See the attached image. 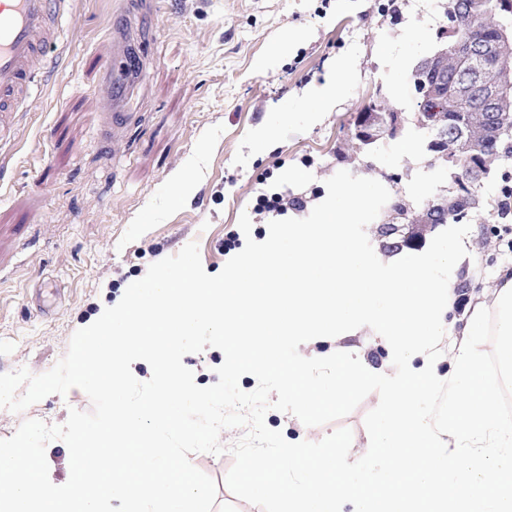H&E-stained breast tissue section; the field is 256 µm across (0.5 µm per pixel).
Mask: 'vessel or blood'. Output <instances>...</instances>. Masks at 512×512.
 <instances>
[{
  "label": "vessel or blood",
  "mask_w": 512,
  "mask_h": 512,
  "mask_svg": "<svg viewBox=\"0 0 512 512\" xmlns=\"http://www.w3.org/2000/svg\"><path fill=\"white\" fill-rule=\"evenodd\" d=\"M66 0H0V140L12 130V117L32 98L36 77L68 18ZM153 0H120L112 17V51L105 60L102 94L108 112L102 140L113 150L125 145L140 115L133 98L147 86L149 39L145 17Z\"/></svg>",
  "instance_id": "vessel-or-blood-1"
}]
</instances>
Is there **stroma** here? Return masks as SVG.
<instances>
[{
  "label": "stroma",
  "instance_id": "obj_1",
  "mask_svg": "<svg viewBox=\"0 0 512 512\" xmlns=\"http://www.w3.org/2000/svg\"><path fill=\"white\" fill-rule=\"evenodd\" d=\"M443 0H157L148 27V86L140 123L120 161L101 141L105 108L101 61L112 43L115 0H69L66 27L14 134L0 142V373L38 375L67 352L73 333L116 305L152 263L197 242L207 274L219 273L247 239L268 237L273 212L258 195L277 192L306 218L322 202L326 179L344 169L353 121L369 99L415 109L410 74L441 45ZM426 33L413 39V30ZM279 56H272L275 45ZM350 65L337 105L314 114L310 91ZM408 131L359 157L357 176L386 181L417 205L441 178L420 147L398 154ZM251 220L250 233L238 225ZM460 267L469 300L491 296L512 270V246L492 225L472 222ZM369 394L347 416L308 427L268 411L266 425L287 441L317 442L345 427L351 459L367 451ZM91 410L87 395L51 394L14 413L0 408V439L26 420L64 424L70 409ZM193 465L218 485V503L262 512L236 499L224 480L230 453H194Z\"/></svg>",
  "mask_w": 512,
  "mask_h": 512
}]
</instances>
